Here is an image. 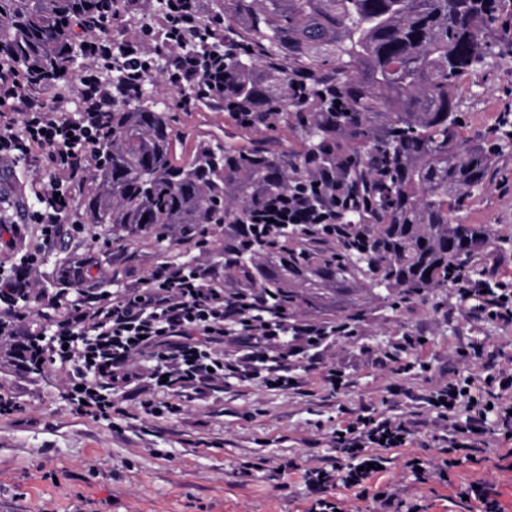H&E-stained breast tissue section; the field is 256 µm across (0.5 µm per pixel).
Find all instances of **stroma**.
Returning a JSON list of instances; mask_svg holds the SVG:
<instances>
[{
    "label": "stroma",
    "mask_w": 512,
    "mask_h": 512,
    "mask_svg": "<svg viewBox=\"0 0 512 512\" xmlns=\"http://www.w3.org/2000/svg\"><path fill=\"white\" fill-rule=\"evenodd\" d=\"M152 51L145 89L173 116L177 160L188 159L199 139L234 131L226 112L211 105L183 111L166 80L170 48L158 39ZM459 102L469 135L497 129L501 113L512 108V57L490 60L468 76ZM36 178L50 179L37 161L0 162L9 206L32 202ZM455 219L483 225L490 238L473 261L472 281L492 274L512 280V146ZM209 234L204 252L173 234L116 241L95 225L83 239L66 231L49 250L37 286L42 299L52 298L72 266L88 269L87 287L117 293L160 264L186 258L223 271L224 231ZM293 316L349 324L350 333L337 334L320 354L324 366L344 372L340 390L330 391L320 372L300 369V386L288 391L231 379L185 402L178 414L149 417L130 398L125 416L106 421L71 410L64 368L31 373L0 358V390L17 405L14 414L0 416V512H308L313 495L305 471L343 472L349 460L336 446V432L368 411L414 421L416 431L406 447L384 451L383 469L364 486L337 480L328 487L325 495L339 512H374V495L391 491L423 512H479L480 503L457 496L473 481L488 482L503 512H512V462L499 458L495 434H486L473 461L450 469L447 479L420 482L409 465L418 459L438 466L446 457L425 396L448 381L512 366V323L487 318L454 288L414 299L346 288ZM464 350L469 358H461Z\"/></svg>",
    "instance_id": "stroma-1"
}]
</instances>
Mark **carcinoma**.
I'll use <instances>...</instances> for the list:
<instances>
[{
  "label": "carcinoma",
  "instance_id": "cac0c4a2",
  "mask_svg": "<svg viewBox=\"0 0 512 512\" xmlns=\"http://www.w3.org/2000/svg\"><path fill=\"white\" fill-rule=\"evenodd\" d=\"M118 0H0V59L57 81L83 54L79 24L104 35ZM503 0H223L234 41L224 111L249 146L199 142L173 158V116L138 96L112 98L107 137L80 200L86 224L122 237L176 229L192 240L224 228V284L264 288L293 309L362 284L403 298L454 288L489 245L454 222L461 197L487 181L502 142L472 138L457 92L495 57ZM187 109L213 102L179 89ZM290 124L298 149L266 133ZM313 211L349 204L333 224L266 237L256 213L295 184Z\"/></svg>",
  "mask_w": 512,
  "mask_h": 512
}]
</instances>
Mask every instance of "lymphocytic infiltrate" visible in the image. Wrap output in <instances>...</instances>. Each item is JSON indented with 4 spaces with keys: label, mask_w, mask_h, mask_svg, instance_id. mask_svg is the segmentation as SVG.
<instances>
[{
    "label": "lymphocytic infiltrate",
    "mask_w": 512,
    "mask_h": 512,
    "mask_svg": "<svg viewBox=\"0 0 512 512\" xmlns=\"http://www.w3.org/2000/svg\"><path fill=\"white\" fill-rule=\"evenodd\" d=\"M164 33L177 55L169 82L176 87L207 84L224 91V61H204L185 50L188 42L223 32L224 18L204 13L200 0H165ZM151 14H141L133 38L121 44L84 31L83 44L90 61L79 74L80 112L64 99L46 101L37 84L19 79L10 64L0 61V160L38 158L51 174L49 183L33 181L36 204L28 220L35 224L41 244L17 252L11 265L0 264V344L20 335V324L40 299L33 274L39 273L47 248L55 245L64 224L83 231L76 210V189L91 171L94 150L103 132L105 111L112 105V84L104 80L101 60L120 55L133 82L152 74L149 51L157 33ZM462 295L478 299L489 318L512 321V288L498 282L493 288H466ZM61 314L45 313L49 336L33 340L44 363H59L69 371V397L75 413L95 418L124 414L118 398L130 386L139 387L146 415L160 417L181 411L187 391L211 389L226 378L241 382L263 380L269 388L290 389V373L299 362L316 367L317 349L336 335L330 323H302L285 305L274 302L259 288L229 291L212 267L203 262L162 264L136 288L117 295L110 291L73 288L56 301ZM153 364L132 366L138 355ZM165 387L172 401L157 403L150 396ZM428 405L437 411L436 424L448 450L444 478L459 457L470 456L475 437L495 420L497 431L510 441L512 457V369L481 378L471 376L432 392ZM412 426L402 419L366 415L346 426L336 442L342 452L358 458L343 481L362 486L383 457L376 447H401Z\"/></svg>",
    "instance_id": "obj_1"
}]
</instances>
